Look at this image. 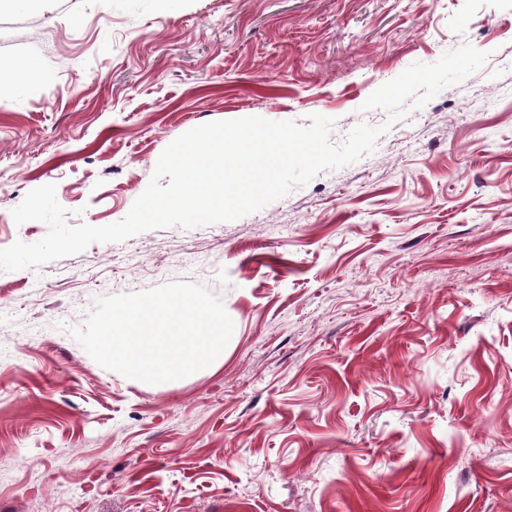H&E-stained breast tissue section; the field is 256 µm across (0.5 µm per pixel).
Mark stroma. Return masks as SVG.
I'll return each mask as SVG.
<instances>
[{
  "label": "stroma",
  "mask_w": 512,
  "mask_h": 512,
  "mask_svg": "<svg viewBox=\"0 0 512 512\" xmlns=\"http://www.w3.org/2000/svg\"><path fill=\"white\" fill-rule=\"evenodd\" d=\"M485 66L389 122L367 98L463 45ZM0 248L55 184L123 219L205 123H389L258 212L0 272V512H512V0H17L0 59ZM207 287L234 323L176 383L70 336L101 297ZM36 68L37 64L32 60H0V85L26 79Z\"/></svg>",
  "instance_id": "35a3bbf8"
}]
</instances>
